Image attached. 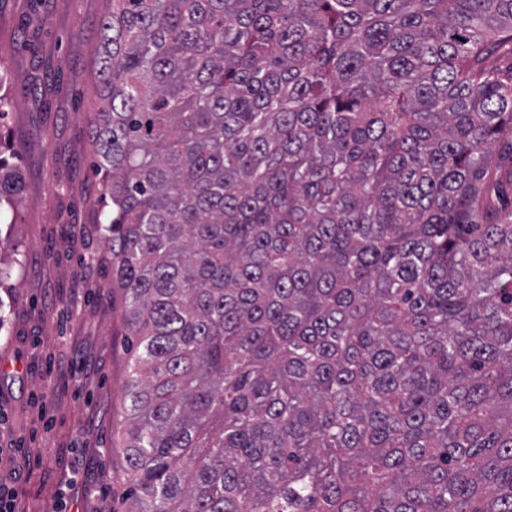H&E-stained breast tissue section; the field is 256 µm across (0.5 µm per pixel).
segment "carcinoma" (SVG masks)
I'll return each mask as SVG.
<instances>
[{"instance_id":"1","label":"carcinoma","mask_w":512,"mask_h":512,"mask_svg":"<svg viewBox=\"0 0 512 512\" xmlns=\"http://www.w3.org/2000/svg\"><path fill=\"white\" fill-rule=\"evenodd\" d=\"M110 2L124 512H512V0Z\"/></svg>"}]
</instances>
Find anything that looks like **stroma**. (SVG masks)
I'll return each mask as SVG.
<instances>
[{
    "instance_id": "35a3bbf8",
    "label": "stroma",
    "mask_w": 512,
    "mask_h": 512,
    "mask_svg": "<svg viewBox=\"0 0 512 512\" xmlns=\"http://www.w3.org/2000/svg\"><path fill=\"white\" fill-rule=\"evenodd\" d=\"M106 0H0V154L23 176L0 224V490L16 512H120L129 354L100 237L89 121Z\"/></svg>"
}]
</instances>
